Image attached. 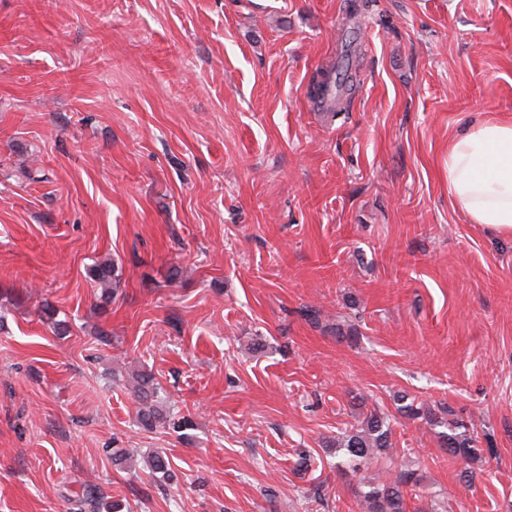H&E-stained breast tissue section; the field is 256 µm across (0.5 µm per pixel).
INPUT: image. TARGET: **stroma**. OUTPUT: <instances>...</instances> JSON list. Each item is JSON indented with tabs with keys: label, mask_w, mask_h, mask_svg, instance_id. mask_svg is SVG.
Listing matches in <instances>:
<instances>
[{
	"label": "stroma",
	"mask_w": 512,
	"mask_h": 512,
	"mask_svg": "<svg viewBox=\"0 0 512 512\" xmlns=\"http://www.w3.org/2000/svg\"><path fill=\"white\" fill-rule=\"evenodd\" d=\"M351 28V102L317 111ZM486 119H512V0H0V512L88 481L122 512H363L331 446L356 396L406 512H512V236L448 195ZM138 371L187 437L137 427ZM399 391L473 420L471 482ZM91 276L106 293L112 284V288H117L120 282V275L113 263L108 260L98 262L90 270Z\"/></svg>",
	"instance_id": "35a3bbf8"
}]
</instances>
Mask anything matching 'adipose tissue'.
<instances>
[{
	"label": "adipose tissue",
	"instance_id": "adipose-tissue-1",
	"mask_svg": "<svg viewBox=\"0 0 512 512\" xmlns=\"http://www.w3.org/2000/svg\"><path fill=\"white\" fill-rule=\"evenodd\" d=\"M448 195L469 223L512 236V120H485L448 140Z\"/></svg>",
	"mask_w": 512,
	"mask_h": 512
}]
</instances>
